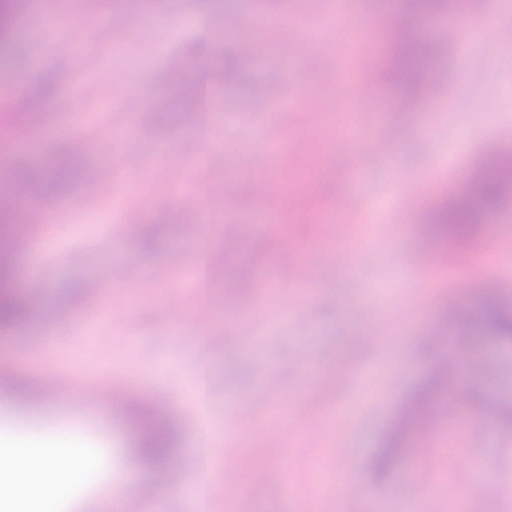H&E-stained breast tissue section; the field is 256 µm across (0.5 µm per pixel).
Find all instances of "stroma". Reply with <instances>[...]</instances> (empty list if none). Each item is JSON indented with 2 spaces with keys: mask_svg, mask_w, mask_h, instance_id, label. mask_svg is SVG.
<instances>
[{
  "mask_svg": "<svg viewBox=\"0 0 512 512\" xmlns=\"http://www.w3.org/2000/svg\"><path fill=\"white\" fill-rule=\"evenodd\" d=\"M53 2L68 24L37 43L15 28L12 43L0 47V191L10 189L12 169L48 173L56 153L84 144L76 180L49 196L22 190L24 207L45 209L46 221L33 226L29 250L15 262L17 291L43 296L40 320L57 319L61 301L70 316L36 369L13 356L39 343V328L0 332V441L68 439L84 452L88 464L71 475L72 500L61 512H115L111 482L163 503L166 512H183L173 492L201 470L212 486L208 512H401L420 469L429 476L427 512H459L463 503L470 512H512V438L490 431L495 408L512 402V341L475 323L441 324L445 313L475 311L490 288L512 302V203L483 215L456 264L422 253L426 212L460 191L489 149L512 150V0H498L497 51L462 59L451 49L430 62L432 83L454 87V95L416 98L403 111L393 106L398 94L387 69L393 35L425 40L443 23L406 0H344L343 22L322 36L340 47L357 26L377 44L371 96L333 90L321 49L305 42L283 40L248 57L235 84L220 76L230 43L251 33L258 13L285 12L312 33L331 0H165L160 14L156 0ZM62 39L79 52L57 54ZM201 57L206 64L196 76L207 86L212 120L195 128L196 158L181 152L185 131L151 106L175 94L183 68ZM165 60L176 68L160 72ZM129 95L144 102V112H126ZM21 96L42 99L45 124L19 115ZM258 100L270 111H253ZM488 103L496 112L487 122ZM344 112L369 128L357 144L340 131ZM265 127L295 147L272 166L256 145ZM378 138L387 152L373 147ZM354 169L362 175L357 189L349 181ZM261 176L278 186L305 177L314 199L310 213L289 214L262 239L254 234ZM189 184L204 196L201 213L175 198ZM412 191L417 203L404 220L400 199ZM133 193L144 205L130 218L120 202ZM129 218L144 225L143 238L120 234ZM227 224L239 236L231 257L222 236ZM309 252L327 270L321 280L267 287L280 269H299ZM203 256L215 275L203 290L211 327L199 345L187 270ZM109 266L134 267L142 277L96 281ZM174 294L183 299L176 312L167 305ZM245 323L254 334L248 344ZM384 324L388 332L377 335ZM443 358L456 381L478 393L477 411L432 430L435 462L409 453L377 476L373 462L394 420ZM59 368L82 384L111 370L172 415L180 451L168 481L157 482L155 470L132 454L136 432L111 399L91 404L39 393L22 400L8 387L17 380L39 385ZM271 373L281 378V393L264 391ZM245 400L254 422L243 429L236 410ZM214 427L235 443L241 485L231 496L218 490L221 458L200 443ZM345 441L353 449L348 458L336 453ZM462 452L468 464L460 463ZM478 471L502 486L499 497L472 492ZM350 480L363 486L361 497L342 494Z\"/></svg>",
  "mask_w": 512,
  "mask_h": 512,
  "instance_id": "stroma-1",
  "label": "stroma"
}]
</instances>
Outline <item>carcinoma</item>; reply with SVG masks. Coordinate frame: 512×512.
Segmentation results:
<instances>
[{
	"label": "carcinoma",
	"instance_id": "carcinoma-1",
	"mask_svg": "<svg viewBox=\"0 0 512 512\" xmlns=\"http://www.w3.org/2000/svg\"><path fill=\"white\" fill-rule=\"evenodd\" d=\"M22 0H0V42L12 38L14 25ZM437 53L434 45L409 38H398L393 46L390 72L396 85L408 92L427 90L425 64ZM246 57L234 46L225 52L224 77L228 81L240 79V59ZM162 111L168 120L182 122L195 111L193 99L186 93L164 101ZM52 171L59 185H64L80 174L74 151L53 159ZM11 182L18 188H34L40 177L32 170L17 168L10 175ZM512 197V154L497 153L490 156L481 170L470 179L466 188L453 194L447 201L435 207L427 216L428 229L439 242L462 244L469 240L471 225L476 223L479 212L498 207ZM16 220L14 210L0 208V330L10 329L29 322L34 311L27 299L18 294L14 286L13 250L9 247L8 230ZM475 320L489 334L512 340V305L500 301H485L472 316H459L457 321L468 323ZM458 387L452 386L448 370H439L418 392L405 415L419 421L428 417L436 407L446 403L438 401L445 393L453 397ZM131 422L138 428V448L135 452L148 463L172 459L179 444L177 424L150 405H142L130 413ZM415 428L400 422L392 431L385 448L376 461L378 472H386L395 459L405 451L407 434Z\"/></svg>",
	"mask_w": 512,
	"mask_h": 512
}]
</instances>
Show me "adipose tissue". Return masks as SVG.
<instances>
[{"label": "adipose tissue", "instance_id": "adipose-tissue-1", "mask_svg": "<svg viewBox=\"0 0 512 512\" xmlns=\"http://www.w3.org/2000/svg\"><path fill=\"white\" fill-rule=\"evenodd\" d=\"M62 458L73 471L86 464L78 449L60 446L27 455L14 471L0 472V512H57L58 502L68 495V483L59 471Z\"/></svg>", "mask_w": 512, "mask_h": 512}]
</instances>
